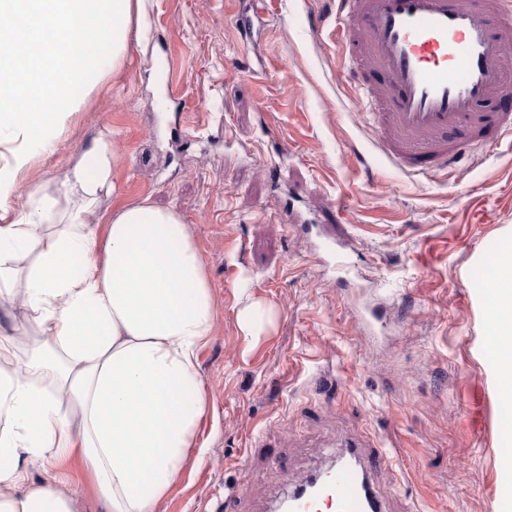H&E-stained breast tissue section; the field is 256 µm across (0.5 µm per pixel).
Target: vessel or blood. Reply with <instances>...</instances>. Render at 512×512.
<instances>
[{"mask_svg": "<svg viewBox=\"0 0 512 512\" xmlns=\"http://www.w3.org/2000/svg\"><path fill=\"white\" fill-rule=\"evenodd\" d=\"M336 38L352 74L385 75L367 91L383 152L400 169H447L485 135L512 134V114L486 106L512 95V0H338ZM380 451L340 449L284 512H387L374 488Z\"/></svg>", "mask_w": 512, "mask_h": 512, "instance_id": "1", "label": "vessel or blood"}]
</instances>
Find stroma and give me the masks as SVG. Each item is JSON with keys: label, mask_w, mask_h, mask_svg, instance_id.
Here are the masks:
<instances>
[{"label": "stroma", "mask_w": 512, "mask_h": 512, "mask_svg": "<svg viewBox=\"0 0 512 512\" xmlns=\"http://www.w3.org/2000/svg\"><path fill=\"white\" fill-rule=\"evenodd\" d=\"M336 11L146 0L147 41L14 199L63 191L74 154L109 128L115 191L97 213L146 199L194 236L217 306L198 351L209 407L199 460L160 512H214L241 488L238 512H269L360 436L392 456L375 479L389 512H512V413L479 286L512 231V138L447 173L393 167L336 46ZM60 475L76 512H106L76 462L29 468L35 484Z\"/></svg>", "instance_id": "1"}]
</instances>
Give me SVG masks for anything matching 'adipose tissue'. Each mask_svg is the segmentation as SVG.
Wrapping results in <instances>:
<instances>
[{
    "mask_svg": "<svg viewBox=\"0 0 512 512\" xmlns=\"http://www.w3.org/2000/svg\"><path fill=\"white\" fill-rule=\"evenodd\" d=\"M148 28L145 0H0V281L37 329L0 331V512H74L64 482L30 483L24 459L77 461L108 512H157L190 464L208 412L197 352L216 308L181 217L149 201L89 216L113 190L114 134L71 160L64 192L21 178L54 151L91 92ZM503 402L512 405V241L485 278Z\"/></svg>",
    "mask_w": 512,
    "mask_h": 512,
    "instance_id": "1",
    "label": "adipose tissue"
}]
</instances>
